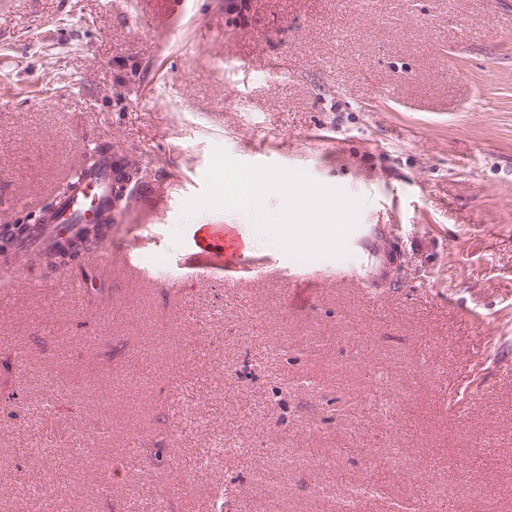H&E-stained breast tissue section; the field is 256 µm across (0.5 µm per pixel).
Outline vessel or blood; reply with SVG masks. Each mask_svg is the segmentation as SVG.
<instances>
[{
	"label": "vessel or blood",
	"instance_id": "obj_1",
	"mask_svg": "<svg viewBox=\"0 0 512 512\" xmlns=\"http://www.w3.org/2000/svg\"><path fill=\"white\" fill-rule=\"evenodd\" d=\"M118 156L111 150H98L93 165L84 167L82 177L70 190L58 194L50 209L42 211L38 224L29 229L30 237L24 243V250L16 259L0 263V285L8 286L18 279H26L40 285H47L49 278L42 266L32 260L30 251L52 250L57 242L81 235L90 222L103 219L110 227H119L123 212L112 207L114 187V166ZM193 249L197 254L207 249H226L234 254V261L225 263V281H233L240 269V258L244 248L238 240L233 226L205 224L197 228L193 236ZM120 255L127 267L140 271V254L132 247L113 248L111 237H104L98 248L85 251L86 262L104 265L111 262L113 255Z\"/></svg>",
	"mask_w": 512,
	"mask_h": 512
}]
</instances>
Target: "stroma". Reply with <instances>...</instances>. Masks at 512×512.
<instances>
[{
    "label": "stroma",
    "mask_w": 512,
    "mask_h": 512,
    "mask_svg": "<svg viewBox=\"0 0 512 512\" xmlns=\"http://www.w3.org/2000/svg\"><path fill=\"white\" fill-rule=\"evenodd\" d=\"M227 3L0 9V224L37 222L64 166L118 146L144 165L122 241L162 259L150 280L116 257L0 291V512L27 485L45 489L31 512H208L238 475L232 512H335L312 491L330 475L282 457L339 448L356 481L373 434L416 476L388 468L368 512L415 481L418 512H512V0ZM217 146L361 198L347 256L299 267L252 212L183 215ZM198 224L252 238L237 281L179 275ZM277 267L316 281L289 287ZM258 336L282 342L278 376ZM218 438L263 449L260 475L236 458L195 473ZM119 465L123 494L98 493Z\"/></svg>",
    "instance_id": "35a3bbf8"
}]
</instances>
